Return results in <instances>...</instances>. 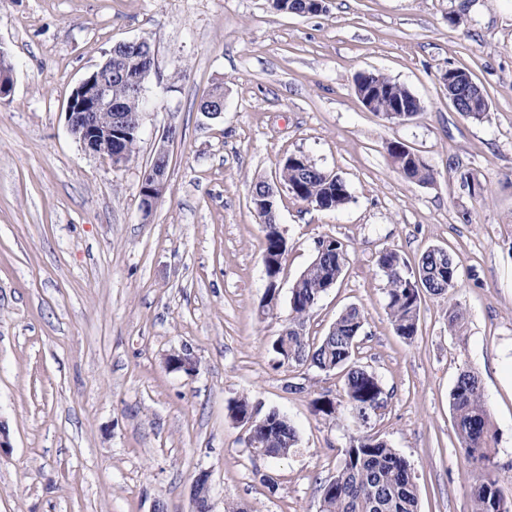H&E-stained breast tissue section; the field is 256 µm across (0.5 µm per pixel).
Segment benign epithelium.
<instances>
[{"label": "benign epithelium", "mask_w": 512, "mask_h": 512, "mask_svg": "<svg viewBox=\"0 0 512 512\" xmlns=\"http://www.w3.org/2000/svg\"><path fill=\"white\" fill-rule=\"evenodd\" d=\"M146 64L133 78L135 87L144 92L154 65V53L148 51ZM481 94V89L470 78L460 77L448 81V98L454 109L463 111L462 100ZM111 114L113 124L104 125L100 121L102 113ZM67 128L81 147L96 155L105 156L115 167L128 162V158L113 145L112 126L125 124L126 117L122 108L112 103L110 72L98 67L82 78L72 90L65 109ZM176 136V129L169 128L158 144L150 168L145 172L143 181L153 186L165 182L169 163L168 144ZM167 367L173 371L193 375L198 371V362L186 350L171 353L166 360ZM209 474L200 473L194 481L193 500L195 512H211Z\"/></svg>", "instance_id": "benign-epithelium-1"}]
</instances>
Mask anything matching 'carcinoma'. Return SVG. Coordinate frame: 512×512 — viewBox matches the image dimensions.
<instances>
[{
    "label": "carcinoma",
    "instance_id": "obj_1",
    "mask_svg": "<svg viewBox=\"0 0 512 512\" xmlns=\"http://www.w3.org/2000/svg\"><path fill=\"white\" fill-rule=\"evenodd\" d=\"M324 0H270L273 10L284 14L305 11L318 14L317 3ZM142 48L115 45L112 47V102L124 111L140 112V100L128 76L137 72ZM378 87L392 94L378 100L377 108L385 109L401 101L414 112L422 110L421 101L404 85L374 72H361L354 78L358 95ZM140 131L130 126L123 131L119 149L131 157L135 154ZM404 177L418 183L433 179V171L418 155L403 152L396 155ZM280 182L296 199L325 210L338 209L351 200L345 181L327 173L303 155H292L284 161ZM251 202L263 205L259 215L264 229L265 248L263 264L267 267V281L278 280L287 243L276 224V192L263 180L252 186ZM325 249L299 276L290 289V317L288 332L271 344L278 365L307 366L329 374L343 373V399L349 410L372 421L386 407L382 403L386 393L381 378L358 365L355 353L364 325V313L357 306L346 308L325 336L318 342L306 336L305 324L321 295L333 287L342 274L346 250L334 238L324 242ZM377 266L386 281L387 309L392 326L406 340H412L418 330L421 295L425 290L437 296H450L457 287V267L447 251L440 247L426 249L417 265L410 266L395 250H385L377 259ZM466 314L457 302L448 303V330L460 335ZM450 405L456 427L459 447L468 461L483 467L485 476L471 489L473 512H512V495L505 494L495 473L496 440L478 375L462 371L450 394ZM314 412L325 418L336 416V401L322 394L312 402ZM254 451L278 458L295 451L299 437L293 422L277 410L261 418L256 430ZM418 497L411 464L387 442L367 433L350 437L344 461L336 475L322 487L320 512H418Z\"/></svg>",
    "mask_w": 512,
    "mask_h": 512
}]
</instances>
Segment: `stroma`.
I'll return each mask as SVG.
<instances>
[{
  "label": "stroma",
  "instance_id": "obj_1",
  "mask_svg": "<svg viewBox=\"0 0 512 512\" xmlns=\"http://www.w3.org/2000/svg\"><path fill=\"white\" fill-rule=\"evenodd\" d=\"M140 37L154 51L149 105L117 168L69 133L66 103L115 44ZM0 48L15 66L0 102V512H193L202 470L212 512H320L356 428L312 401L341 398L343 377L277 367L270 345L326 238L347 257L306 332L319 340L346 307L363 311L356 357L388 394L370 432L409 461L420 512H473L483 471L450 407L467 368L512 492V0H326L315 15L268 0H0ZM451 68L486 94L482 119L450 104ZM363 71L406 86L423 112L393 123L367 111ZM218 86L224 113L210 119L198 104ZM171 127L165 191L146 217L142 177ZM393 142L422 156L430 183L394 170ZM291 155L339 175L352 198L323 210L280 187L287 253L269 310L250 192L278 185ZM432 246L453 256L458 284L449 299L423 295L409 341L376 260L393 249L414 264ZM452 300L466 311L460 338ZM184 347L191 377L165 364ZM241 397L255 418L294 422L295 453L248 448V423L228 412Z\"/></svg>",
  "mask_w": 512,
  "mask_h": 512
}]
</instances>
